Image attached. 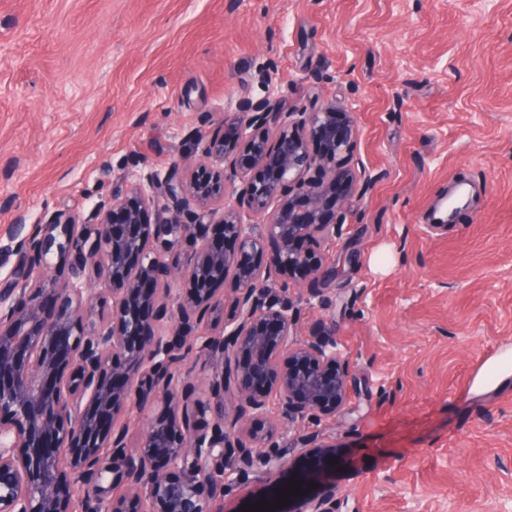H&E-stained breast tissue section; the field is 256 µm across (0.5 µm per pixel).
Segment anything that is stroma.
Segmentation results:
<instances>
[{
  "mask_svg": "<svg viewBox=\"0 0 512 512\" xmlns=\"http://www.w3.org/2000/svg\"><path fill=\"white\" fill-rule=\"evenodd\" d=\"M267 93L343 104L372 178L298 323L335 336L353 412L281 429V478L314 435L336 512H512V0H0V234L199 158Z\"/></svg>",
  "mask_w": 512,
  "mask_h": 512,
  "instance_id": "35a3bbf8",
  "label": "stroma"
}]
</instances>
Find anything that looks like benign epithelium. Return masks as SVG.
Listing matches in <instances>:
<instances>
[{
    "instance_id": "benign-epithelium-1",
    "label": "benign epithelium",
    "mask_w": 512,
    "mask_h": 512,
    "mask_svg": "<svg viewBox=\"0 0 512 512\" xmlns=\"http://www.w3.org/2000/svg\"><path fill=\"white\" fill-rule=\"evenodd\" d=\"M236 110L233 135L198 138L219 168L187 158L135 175L125 198L86 217L57 210L10 227L0 512H217L226 488L278 470L268 449L283 424L348 409L336 339L298 336L300 303L285 284L299 275L309 298L331 302L336 269L315 246L336 238L340 210L368 182L341 167L354 151L351 113L269 96H244ZM238 177L246 191L229 201ZM229 276L228 298L217 286ZM191 354L211 372L191 378ZM135 410L149 418L132 441L124 418ZM299 512L336 510L311 497Z\"/></svg>"
}]
</instances>
